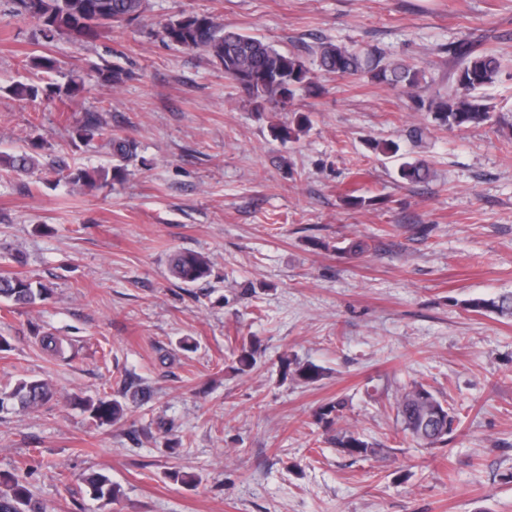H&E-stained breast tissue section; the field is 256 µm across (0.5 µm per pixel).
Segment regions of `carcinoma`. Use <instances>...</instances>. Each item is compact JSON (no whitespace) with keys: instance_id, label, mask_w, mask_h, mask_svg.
I'll list each match as a JSON object with an SVG mask.
<instances>
[{"instance_id":"1","label":"carcinoma","mask_w":512,"mask_h":512,"mask_svg":"<svg viewBox=\"0 0 512 512\" xmlns=\"http://www.w3.org/2000/svg\"><path fill=\"white\" fill-rule=\"evenodd\" d=\"M9 14L28 15L39 23L42 38L50 43L65 36L84 42L98 36L103 27H119L143 16L148 0H6ZM153 32L168 44L183 49L199 50L212 61L224 66V75L244 93L246 102L256 112H281L299 96L317 97L324 88L316 81L315 71L338 76H366L414 100L419 108L431 115L435 125L448 131L471 126L493 125L500 122L496 106L488 102L482 90L497 83L512 65V60L495 49H478L466 37L452 45L457 70L446 90H434L423 70L404 62L384 61L374 51L357 50L351 46L322 42L316 51L315 66L299 56L283 52L263 38L224 25L216 16L205 13L183 14L175 19L152 23ZM81 83L71 79L65 86L48 83L42 87L18 82L8 87L15 97L35 100L43 95L65 97L73 102L82 92ZM308 115L301 113L293 124L270 125L272 135L283 141H297L306 131ZM81 139L101 134L97 117L87 112L75 127ZM115 164L110 169H68L46 154L20 150L0 153V170L16 176H27L41 167L46 173L78 187L116 184L126 181L128 167L137 160L138 144L128 136L111 138ZM399 178L410 184L427 181L431 168L422 159H405L397 169ZM169 272L177 280L192 284L210 275L208 259L199 253L176 251L169 256ZM48 288L41 282L21 274H0V303L7 302L25 308L34 307L46 299ZM467 307L475 313L491 312L500 318L512 319V292L506 291L489 299L472 298ZM255 365L252 345L241 343L231 368L239 373ZM296 375L308 384L321 380L323 369L313 363L297 366ZM54 395L46 379L21 378L8 390L0 391V412L9 408L35 409L48 403ZM83 411L96 427L109 425L123 414L122 404L107 396L80 402ZM345 403L331 401L320 408L317 420L329 428L342 417ZM397 421L403 432L415 440L434 446L447 442L456 430V416L445 401L426 385L414 383L402 390L394 402ZM336 447L352 457L379 455L384 445L368 441L350 430H340L332 437ZM83 482L94 500L111 502L120 489L103 474L91 473ZM0 512H43L33 499L26 474L0 475Z\"/></svg>"}]
</instances>
